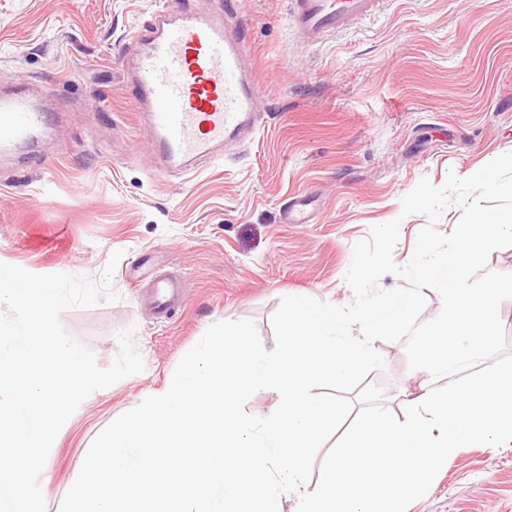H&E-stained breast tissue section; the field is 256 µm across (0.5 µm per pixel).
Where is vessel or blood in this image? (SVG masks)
<instances>
[{
	"mask_svg": "<svg viewBox=\"0 0 512 512\" xmlns=\"http://www.w3.org/2000/svg\"><path fill=\"white\" fill-rule=\"evenodd\" d=\"M240 0L222 7L198 0L182 15L157 11L130 35L137 50L128 63L127 86L138 122L160 162L178 167L214 158L250 139L262 110L264 86L248 64V22ZM380 0H290L292 27L306 42L347 29L375 11ZM47 110L29 94L0 89V153L37 143ZM184 301L173 278L154 283L146 302L169 315Z\"/></svg>",
	"mask_w": 512,
	"mask_h": 512,
	"instance_id": "1",
	"label": "vessel or blood"
}]
</instances>
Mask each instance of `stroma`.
<instances>
[{
  "label": "stroma",
  "instance_id": "obj_1",
  "mask_svg": "<svg viewBox=\"0 0 512 512\" xmlns=\"http://www.w3.org/2000/svg\"><path fill=\"white\" fill-rule=\"evenodd\" d=\"M193 2L0 0V78L65 105L43 141L0 155V263L96 281L122 251L117 301L61 323L103 368L132 331L145 364L62 427L38 479L46 512H59L97 434L170 384L213 323L253 320L273 349L283 297L352 302L345 276L371 227L399 221L393 259L407 263L429 224L402 214L420 180L440 186L512 152V0H381L374 18L316 46L294 37L289 0H241L269 94L262 124L223 161L158 172L120 46L157 8ZM303 197L310 222L286 223ZM159 272L187 279L167 319L136 301ZM374 347L385 367L366 381L402 417L433 379L409 369L404 342ZM407 512H512V446L463 450Z\"/></svg>",
  "mask_w": 512,
  "mask_h": 512
}]
</instances>
